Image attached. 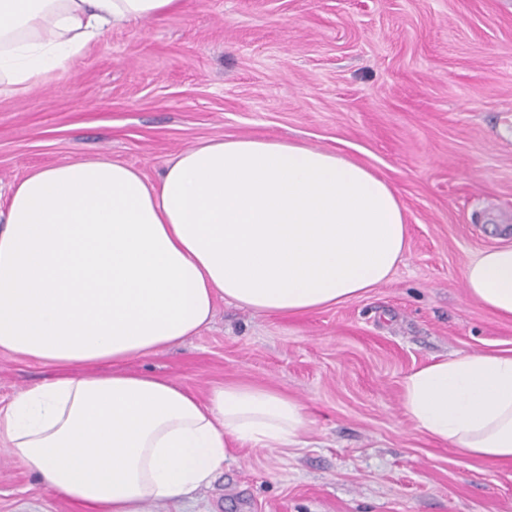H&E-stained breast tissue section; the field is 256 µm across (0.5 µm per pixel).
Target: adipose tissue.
<instances>
[{"label": "adipose tissue", "instance_id": "obj_1", "mask_svg": "<svg viewBox=\"0 0 512 512\" xmlns=\"http://www.w3.org/2000/svg\"><path fill=\"white\" fill-rule=\"evenodd\" d=\"M185 0H0V89L63 69L112 26ZM407 246L394 189L367 166L303 143L217 139L158 182L120 162L73 160L11 188L0 223V352L52 375L0 409V442L55 496L88 512H145L210 485L234 450L288 448L303 405L241 382L197 395L128 370L195 336L216 299L302 315L385 283ZM468 296L512 319V245L464 270ZM401 406L431 440L512 463V353L412 369Z\"/></svg>", "mask_w": 512, "mask_h": 512}]
</instances>
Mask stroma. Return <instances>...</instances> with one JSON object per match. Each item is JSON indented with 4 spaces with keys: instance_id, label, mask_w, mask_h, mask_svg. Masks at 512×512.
<instances>
[{
    "instance_id": "stroma-1",
    "label": "stroma",
    "mask_w": 512,
    "mask_h": 512,
    "mask_svg": "<svg viewBox=\"0 0 512 512\" xmlns=\"http://www.w3.org/2000/svg\"><path fill=\"white\" fill-rule=\"evenodd\" d=\"M341 152L396 190L408 243L388 282L269 317L217 301L179 347L129 362L205 393L242 381L304 403L303 444L237 448L213 483L147 512H512L495 467L417 432L404 376L512 353V320L471 301L466 264L512 245V0H186L109 29L60 71L0 94V211L31 171L108 157L157 180L210 139ZM0 354V407L49 377ZM0 512H82L0 447Z\"/></svg>"
}]
</instances>
